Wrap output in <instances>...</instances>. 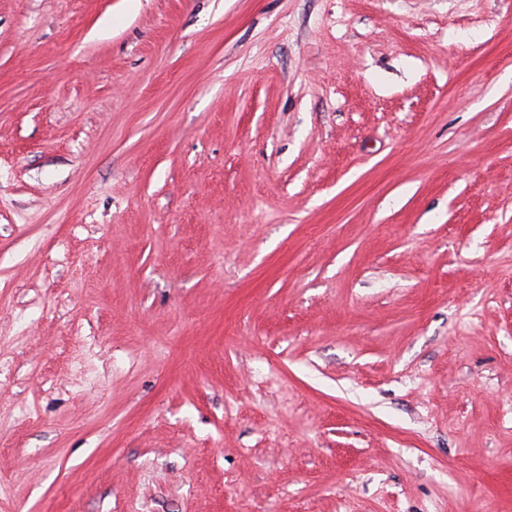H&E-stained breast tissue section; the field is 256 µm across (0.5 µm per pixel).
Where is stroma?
<instances>
[{
	"mask_svg": "<svg viewBox=\"0 0 512 512\" xmlns=\"http://www.w3.org/2000/svg\"><path fill=\"white\" fill-rule=\"evenodd\" d=\"M0 512H512V0H0Z\"/></svg>",
	"mask_w": 512,
	"mask_h": 512,
	"instance_id": "obj_1",
	"label": "stroma"
}]
</instances>
